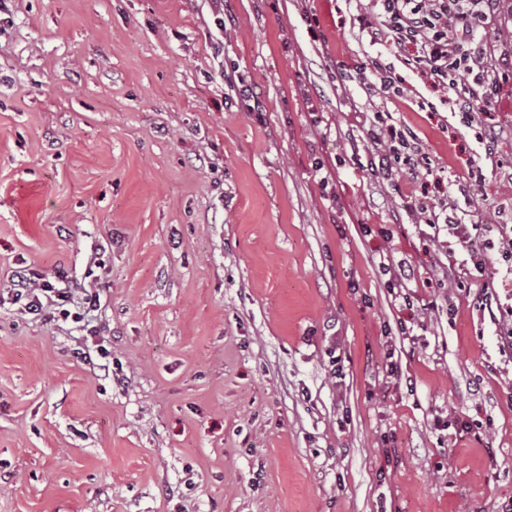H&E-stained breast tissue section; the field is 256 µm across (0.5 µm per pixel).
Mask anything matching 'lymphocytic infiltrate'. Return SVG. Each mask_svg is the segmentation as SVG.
<instances>
[{
  "label": "lymphocytic infiltrate",
  "instance_id": "obj_1",
  "mask_svg": "<svg viewBox=\"0 0 512 512\" xmlns=\"http://www.w3.org/2000/svg\"><path fill=\"white\" fill-rule=\"evenodd\" d=\"M507 0H367L360 5L356 21L360 32L371 42H383L392 48L413 46V65L422 68L433 82L447 86L456 76L471 77L473 88L461 92L455 105L466 122H475L473 98L475 87H482L484 99L495 95L498 74L487 63L482 42L476 35L489 19L504 11ZM378 158L377 170L383 179H393L396 161H403L412 171L433 175L427 156L410 148L404 129L390 121L384 106H376L373 127L368 132ZM419 221L435 232L444 234L446 255L465 250L466 264L477 273H484L491 262L492 250H512L511 224H466L456 206L438 199L423 208ZM16 299L24 303L27 313H42L54 307L62 318L82 322L97 306L99 297L85 292L75 297L66 288L56 287L43 277L19 275Z\"/></svg>",
  "mask_w": 512,
  "mask_h": 512
}]
</instances>
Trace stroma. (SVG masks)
<instances>
[{"label":"stroma","instance_id":"obj_1","mask_svg":"<svg viewBox=\"0 0 512 512\" xmlns=\"http://www.w3.org/2000/svg\"><path fill=\"white\" fill-rule=\"evenodd\" d=\"M356 0H0V512H499L512 357L405 198L512 220V84L457 115ZM223 26H216V17ZM387 107L443 170L378 182ZM500 136L488 158L478 135ZM481 169L471 201L448 191ZM416 267L387 285L382 262ZM88 289L85 321L12 301ZM112 376L78 356L88 333ZM397 363L398 376L387 372ZM17 281H14L15 301L27 300L22 310L27 313L41 314L44 311V303L41 297L45 298L48 307H54L59 316L76 323L85 320L88 313L94 310L99 301V295L85 291L84 295L75 298L68 288H56L51 281L43 279L42 276L31 277L30 275L18 273Z\"/></svg>","mask_w":512,"mask_h":512}]
</instances>
